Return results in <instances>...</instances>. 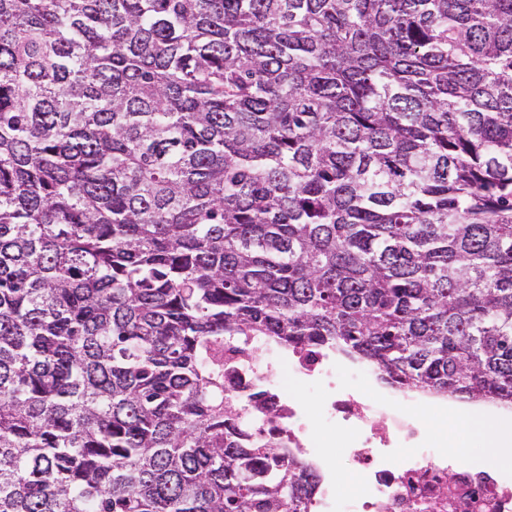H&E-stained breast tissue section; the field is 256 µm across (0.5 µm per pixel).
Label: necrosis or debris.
Here are the masks:
<instances>
[{"instance_id": "necrosis-or-debris-1", "label": "necrosis or debris", "mask_w": 512, "mask_h": 512, "mask_svg": "<svg viewBox=\"0 0 512 512\" xmlns=\"http://www.w3.org/2000/svg\"><path fill=\"white\" fill-rule=\"evenodd\" d=\"M250 339L224 346V384L239 401L264 391L268 399L250 407L247 421L273 433L280 448L312 470L318 483L308 512H512V482L474 464L449 461L439 448L445 437L419 414L432 406L457 428L458 412L430 395L379 397L383 382L365 367H343L319 349H272L260 362ZM316 392L319 410L308 416L292 387ZM338 431L355 479L352 492L336 482L325 429Z\"/></svg>"}]
</instances>
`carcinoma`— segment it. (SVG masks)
Wrapping results in <instances>:
<instances>
[{
	"label": "carcinoma",
	"instance_id": "obj_1",
	"mask_svg": "<svg viewBox=\"0 0 512 512\" xmlns=\"http://www.w3.org/2000/svg\"><path fill=\"white\" fill-rule=\"evenodd\" d=\"M251 337L512 407V0H0V512H301Z\"/></svg>",
	"mask_w": 512,
	"mask_h": 512
}]
</instances>
